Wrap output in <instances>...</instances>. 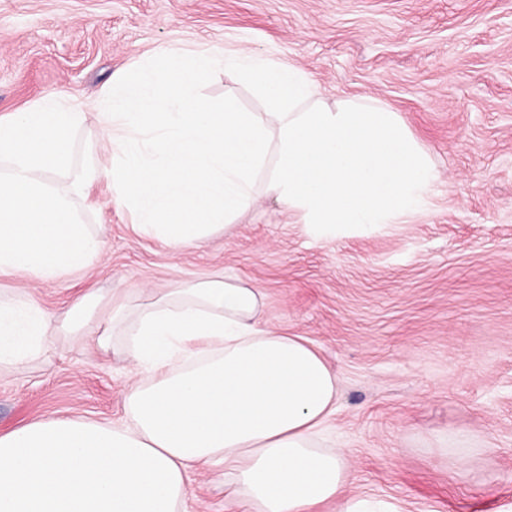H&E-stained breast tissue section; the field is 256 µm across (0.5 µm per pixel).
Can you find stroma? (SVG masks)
Masks as SVG:
<instances>
[{
  "mask_svg": "<svg viewBox=\"0 0 512 512\" xmlns=\"http://www.w3.org/2000/svg\"><path fill=\"white\" fill-rule=\"evenodd\" d=\"M165 50L292 64L329 105L372 96L439 173L400 224L315 233L258 196L228 231L172 250L112 201V149L79 126L101 171L77 207L104 242L83 273L25 289L54 317L93 289L224 275L264 294L267 326L307 339L339 379L326 425L349 451L348 494L398 512H512V0H0V115L54 91L84 101ZM122 353L58 347L0 372V434L50 417L121 423ZM470 432L468 461L440 448ZM496 452L483 454L485 442ZM185 512H227L222 473L191 474Z\"/></svg>",
  "mask_w": 512,
  "mask_h": 512,
  "instance_id": "obj_1",
  "label": "stroma"
}]
</instances>
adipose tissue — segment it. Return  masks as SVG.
I'll return each mask as SVG.
<instances>
[{
    "instance_id": "obj_1",
    "label": "adipose tissue",
    "mask_w": 512,
    "mask_h": 512,
    "mask_svg": "<svg viewBox=\"0 0 512 512\" xmlns=\"http://www.w3.org/2000/svg\"><path fill=\"white\" fill-rule=\"evenodd\" d=\"M258 289L223 275L175 288L89 292L54 320L0 301V367L49 358V338L124 350L148 371L125 421L54 417L0 435V512H183L191 473L224 471L236 512H375L346 495L348 455L324 443L338 384L302 337L260 320Z\"/></svg>"
}]
</instances>
